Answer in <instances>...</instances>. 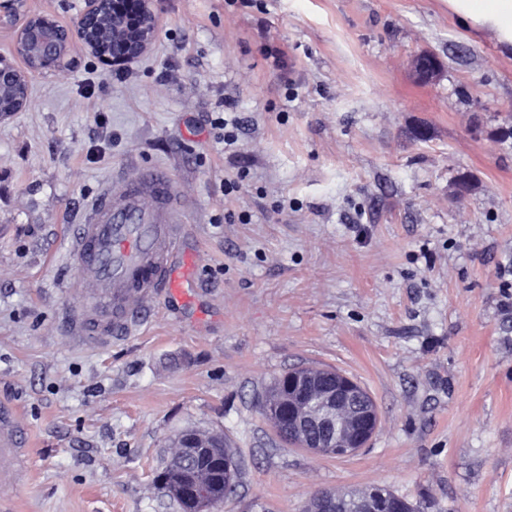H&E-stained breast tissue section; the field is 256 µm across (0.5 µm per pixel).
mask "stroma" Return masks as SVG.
Instances as JSON below:
<instances>
[{
	"instance_id": "stroma-1",
	"label": "stroma",
	"mask_w": 512,
	"mask_h": 512,
	"mask_svg": "<svg viewBox=\"0 0 512 512\" xmlns=\"http://www.w3.org/2000/svg\"><path fill=\"white\" fill-rule=\"evenodd\" d=\"M152 8L131 68L74 42L0 120V398L29 437L11 508L179 512L153 480L193 427L237 454L223 512L375 484L420 512H512V54L445 0ZM422 52L443 62L428 84ZM227 104L230 146L212 126ZM156 165L181 202L184 288L130 335L74 343L73 226L112 178ZM296 367L369 392L368 447L280 441L258 401ZM415 77L423 82L433 81L442 69V62L437 55L425 52L417 55L412 61Z\"/></svg>"
}]
</instances>
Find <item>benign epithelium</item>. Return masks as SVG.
Here are the masks:
<instances>
[{
    "label": "benign epithelium",
    "instance_id": "1",
    "mask_svg": "<svg viewBox=\"0 0 512 512\" xmlns=\"http://www.w3.org/2000/svg\"><path fill=\"white\" fill-rule=\"evenodd\" d=\"M0 28L15 34L17 57L27 71L0 56V91L28 81L30 74H45L69 64L73 38L101 61L125 67L137 60L153 44L158 19L152 0H85V8L72 27L58 24L43 15L32 14L27 0H0ZM415 77L433 81L442 69L439 57L431 52L412 61ZM320 368H298L278 384L276 393L264 396L259 407L275 431L288 429V440L295 446L321 455L346 456L366 447L377 430L378 414L360 387L336 375L335 385L322 382ZM238 459L224 439L198 429L179 432L168 445L167 470L155 477L161 487L168 484L167 472L187 474L169 494L186 504L190 512H202L209 491L233 489V473ZM358 512H407L410 504L373 485L352 495ZM340 493L321 491L313 495L307 512H339Z\"/></svg>",
    "mask_w": 512,
    "mask_h": 512
}]
</instances>
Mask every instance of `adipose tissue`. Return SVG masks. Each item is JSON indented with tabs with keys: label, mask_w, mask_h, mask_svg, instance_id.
<instances>
[{
	"label": "adipose tissue",
	"mask_w": 512,
	"mask_h": 512,
	"mask_svg": "<svg viewBox=\"0 0 512 512\" xmlns=\"http://www.w3.org/2000/svg\"><path fill=\"white\" fill-rule=\"evenodd\" d=\"M448 12L463 26L486 31L512 49V0H448Z\"/></svg>",
	"instance_id": "1"
}]
</instances>
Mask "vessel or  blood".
<instances>
[{"label": "vessel or blood", "instance_id": "obj_1", "mask_svg": "<svg viewBox=\"0 0 512 512\" xmlns=\"http://www.w3.org/2000/svg\"><path fill=\"white\" fill-rule=\"evenodd\" d=\"M182 229L172 177L164 168L146 169L133 183L113 180L103 189L71 237L82 273L95 284L89 294L72 290L79 310L66 325L71 340L105 344L146 321L145 302L179 286ZM17 417L15 405L0 402V488L17 486L27 462Z\"/></svg>", "mask_w": 512, "mask_h": 512}]
</instances>
